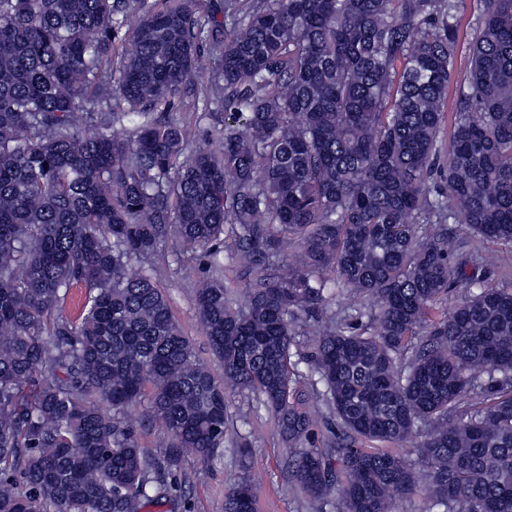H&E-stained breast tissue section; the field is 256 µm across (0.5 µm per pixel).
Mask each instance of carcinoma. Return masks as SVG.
Here are the masks:
<instances>
[{"label": "carcinoma", "mask_w": 512, "mask_h": 512, "mask_svg": "<svg viewBox=\"0 0 512 512\" xmlns=\"http://www.w3.org/2000/svg\"><path fill=\"white\" fill-rule=\"evenodd\" d=\"M136 4L0 0V512H143L183 494V462L224 447L237 390L300 440L290 347L327 291L377 309L356 308L370 328L318 331L313 373L345 443L294 451L301 488L328 499L342 483L343 512L416 492L436 512H512V287L469 270L448 230L512 244V0H480L438 170L464 0H226L208 29L196 0H160L117 45ZM174 98L223 104L208 147L188 151L166 120ZM226 232L255 274L241 309ZM161 247L208 257L196 307L222 379L147 265ZM147 390L158 456L125 418ZM412 438L414 461L357 446ZM224 512H256L253 485Z\"/></svg>", "instance_id": "1"}]
</instances>
